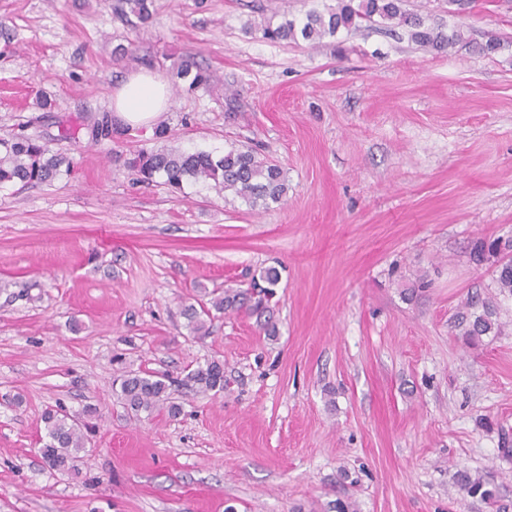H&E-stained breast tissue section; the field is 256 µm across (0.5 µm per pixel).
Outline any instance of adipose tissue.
Segmentation results:
<instances>
[{"instance_id": "ef3b65f1", "label": "adipose tissue", "mask_w": 512, "mask_h": 512, "mask_svg": "<svg viewBox=\"0 0 512 512\" xmlns=\"http://www.w3.org/2000/svg\"><path fill=\"white\" fill-rule=\"evenodd\" d=\"M169 86L159 74L139 69L130 72L112 94L116 119L131 127H151L168 109Z\"/></svg>"}]
</instances>
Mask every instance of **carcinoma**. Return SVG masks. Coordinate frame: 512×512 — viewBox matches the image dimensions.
I'll list each match as a JSON object with an SVG mask.
<instances>
[{
    "label": "carcinoma",
    "mask_w": 512,
    "mask_h": 512,
    "mask_svg": "<svg viewBox=\"0 0 512 512\" xmlns=\"http://www.w3.org/2000/svg\"><path fill=\"white\" fill-rule=\"evenodd\" d=\"M403 0H338L336 7L325 12L315 9L306 13L300 22L287 20L279 25L266 24L262 28L263 38L270 41H305L318 43L326 36H334L340 29L358 26L361 21L394 24L405 29L412 41L421 47L436 52H445L448 47L463 40V33L455 30L451 34L435 28L417 13L402 9ZM152 0H122V11L135 16L143 25L150 23L153 11ZM176 78L195 89L208 82V75L198 60V54L182 55L176 65ZM125 166L142 182L161 178L164 184L179 188L186 180L210 184L220 192H231L249 203L253 208L267 207L277 202L286 191L283 169L268 160L259 158L251 150H230L219 158L204 151L186 152L167 149H139L125 159ZM71 173L70 158L51 147V141L40 136L24 133L0 138V187L21 183L23 185L50 182ZM490 256L498 257L495 284L499 292L512 295V240L496 239L489 243L480 241L472 248L473 260L481 263ZM266 286L255 283L241 290L224 288V294L211 301V306L199 307L189 304L182 314L188 321L191 332L204 336L209 333L207 319L212 312H237L242 309L264 320L265 334L276 335L269 306L273 288L279 282L278 270L270 267L261 274ZM458 327L462 335L474 342L484 335L501 332L496 304L481 302V311L459 315ZM115 394L123 404L135 413L153 414L158 409L167 410L171 416L180 413L179 404L171 400L176 387L186 386L196 393L224 391V365L212 361L204 366L187 371L181 379L158 375L147 371H122L114 381ZM46 440L40 448L45 462L52 468L61 466L70 470L75 467L78 454L85 451V424L68 414L48 409L43 414ZM456 482L467 495L493 505L496 489L483 476H473L467 471L456 473Z\"/></svg>",
    "instance_id": "obj_1"
}]
</instances>
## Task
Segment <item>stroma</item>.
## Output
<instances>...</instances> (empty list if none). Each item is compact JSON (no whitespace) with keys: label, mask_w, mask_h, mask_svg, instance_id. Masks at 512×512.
Here are the masks:
<instances>
[{"label":"stroma","mask_w":512,"mask_h":512,"mask_svg":"<svg viewBox=\"0 0 512 512\" xmlns=\"http://www.w3.org/2000/svg\"><path fill=\"white\" fill-rule=\"evenodd\" d=\"M0 0V136L56 138L69 176L0 188V512H512V296L473 243L512 239V0H405L463 42L439 54L364 23L312 45L266 23L337 0ZM498 39L489 55L480 44ZM201 53L207 85H174ZM171 80L159 141L92 140L112 92ZM54 101L38 106L40 93ZM165 146L277 161L268 208L123 159ZM273 267L276 338L247 312L190 333L181 311ZM496 300L503 335L467 345L455 315ZM219 361L224 391H175L177 416L132 413L119 369L172 376ZM88 425L77 469L39 450L46 408ZM456 482L460 489L471 497L479 498L490 505L497 502L495 487L481 475L473 477L469 472L459 470L456 473Z\"/></svg>","instance_id":"obj_1"}]
</instances>
